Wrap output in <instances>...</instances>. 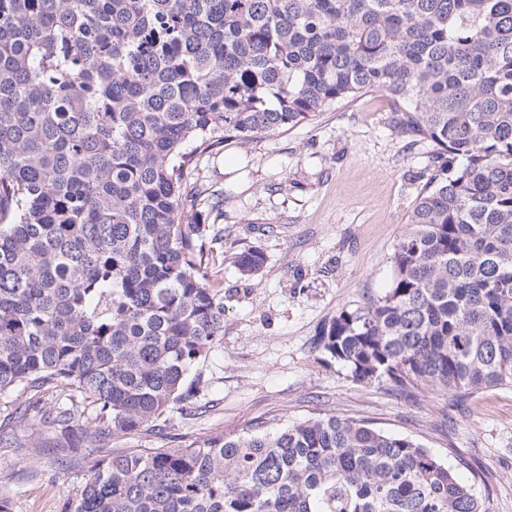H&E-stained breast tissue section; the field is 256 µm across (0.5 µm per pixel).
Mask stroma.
Masks as SVG:
<instances>
[{
	"instance_id": "35a3bbf8",
	"label": "stroma",
	"mask_w": 512,
	"mask_h": 512,
	"mask_svg": "<svg viewBox=\"0 0 512 512\" xmlns=\"http://www.w3.org/2000/svg\"><path fill=\"white\" fill-rule=\"evenodd\" d=\"M394 117L386 96L368 93L202 159L204 186L224 193V217L203 204L191 216L210 227L224 340L202 367L196 411L113 447L174 448L334 415L411 437L442 457L456 449L483 475L492 512H512L511 385L466 399L426 388L405 397L388 383L354 380L317 343L341 311L384 293L393 246L426 180L430 145L398 135ZM251 248L265 263L245 276L233 260ZM73 454L54 430L0 421V483L11 512H64L84 482L65 465Z\"/></svg>"
}]
</instances>
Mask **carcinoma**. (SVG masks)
<instances>
[{
    "instance_id": "obj_1",
    "label": "carcinoma",
    "mask_w": 512,
    "mask_h": 512,
    "mask_svg": "<svg viewBox=\"0 0 512 512\" xmlns=\"http://www.w3.org/2000/svg\"><path fill=\"white\" fill-rule=\"evenodd\" d=\"M373 91L428 177L389 288L318 345L405 397L512 385V0H0V407L104 450L65 512H491L478 475L336 416L109 447L195 409L224 339L199 160Z\"/></svg>"
}]
</instances>
